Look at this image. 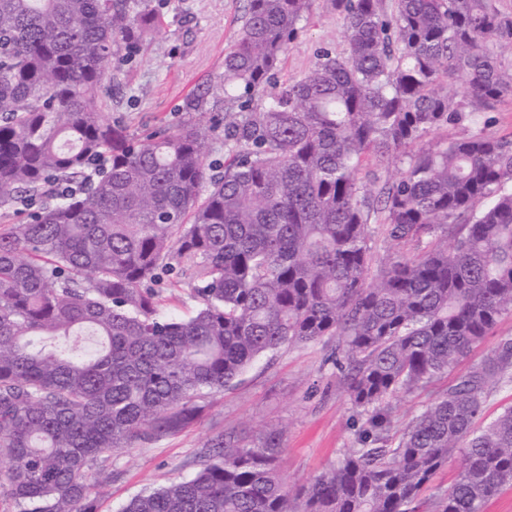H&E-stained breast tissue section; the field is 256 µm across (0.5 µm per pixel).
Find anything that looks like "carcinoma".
Listing matches in <instances>:
<instances>
[{"label": "carcinoma", "instance_id": "cac0c4a2", "mask_svg": "<svg viewBox=\"0 0 512 512\" xmlns=\"http://www.w3.org/2000/svg\"><path fill=\"white\" fill-rule=\"evenodd\" d=\"M346 49L279 83L315 0H246L223 71L165 128L107 120L157 0H0V501L95 512L98 461L196 424L283 345L336 337L357 447L291 490L282 431L217 434L192 477L121 512H483L512 485V336L411 422L392 401L452 370L512 312V97L495 0H322ZM224 125L218 150L209 159ZM450 125L467 134L423 145ZM398 175L360 181L365 165ZM389 251L371 274L370 241ZM453 243H448V238ZM198 302L159 309L163 276ZM447 490L425 499L453 453ZM481 126L485 122V131L492 136L502 137L512 135V98L500 102L493 112L483 114ZM510 405H512L511 388H500L492 391L485 404L483 424L485 425L494 420L504 407Z\"/></svg>", "mask_w": 512, "mask_h": 512}]
</instances>
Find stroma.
Masks as SVG:
<instances>
[{"instance_id":"stroma-1","label":"stroma","mask_w":512,"mask_h":512,"mask_svg":"<svg viewBox=\"0 0 512 512\" xmlns=\"http://www.w3.org/2000/svg\"><path fill=\"white\" fill-rule=\"evenodd\" d=\"M245 0H164L161 25L136 60L121 63L106 113L136 130L186 119L185 105L221 72L224 48L238 33ZM303 30L288 47L280 80L302 77L318 48L343 52L341 18L316 0ZM326 336L301 346H285L257 359L232 386L216 396L197 424L152 445L114 453L105 463L112 476L96 489L97 512H120L147 487L191 477L200 468L204 443L233 431L245 441L265 432H283L282 473L289 487L307 484L355 447L361 418L338 383Z\"/></svg>"}]
</instances>
